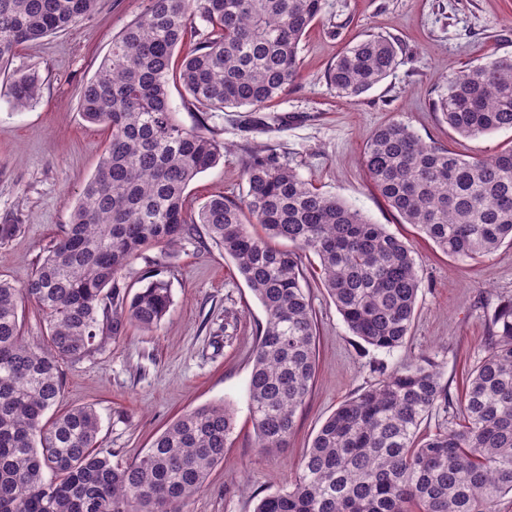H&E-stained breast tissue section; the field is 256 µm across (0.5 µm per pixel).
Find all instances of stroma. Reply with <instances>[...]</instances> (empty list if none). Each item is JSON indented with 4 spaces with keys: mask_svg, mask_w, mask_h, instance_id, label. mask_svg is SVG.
Instances as JSON below:
<instances>
[{
    "mask_svg": "<svg viewBox=\"0 0 512 512\" xmlns=\"http://www.w3.org/2000/svg\"><path fill=\"white\" fill-rule=\"evenodd\" d=\"M147 3L102 0L78 32L19 47L13 68H36L42 90L37 104L18 109L0 89V224L19 227L0 243V278L25 284L68 223L107 141L104 127L83 120L79 91L113 38ZM371 34L395 40L397 66L357 100L341 98L325 73L344 48ZM496 56H512V0H323L320 17L299 45L300 78L258 112L267 121L265 128L243 131L249 114L245 107L198 117L184 108L182 88H172L178 119L188 127L205 122L224 143L219 163L187 189L191 210L219 195L241 201L250 153L277 154L322 192L413 243L421 279L415 321L402 348L390 353L374 349L352 335L322 285L318 258L307 255L305 287L317 324L316 376L288 447L262 448L247 397L252 358L266 321L261 304L204 228L174 247L149 246L127 266L124 277L136 289L152 272L162 271L172 293L164 321L150 331L130 328L90 357L61 365L60 406L96 410L99 452L113 465H127L182 413L226 403L235 428L224 460L182 512H253L260 498L285 488L294 477L326 418L378 380L379 364L399 369L429 357L450 395H457L464 370L484 353L493 311L512 298V247L502 246L469 264L441 253L380 195L363 153L372 132L394 119L423 141L465 156L512 147L511 129L463 139L433 108L460 71Z\"/></svg>",
    "mask_w": 512,
    "mask_h": 512,
    "instance_id": "obj_1",
    "label": "stroma"
}]
</instances>
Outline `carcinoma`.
<instances>
[{"instance_id":"cac0c4a2","label":"carcinoma","mask_w":512,"mask_h":512,"mask_svg":"<svg viewBox=\"0 0 512 512\" xmlns=\"http://www.w3.org/2000/svg\"><path fill=\"white\" fill-rule=\"evenodd\" d=\"M100 2L0 0V70L22 44L77 31ZM321 11L322 0H149L82 86L81 116L108 128V146L34 275L21 288L0 279V512H181L224 460L234 415L223 403L182 414L123 467L94 452V408L53 410L62 362L90 356L132 325L162 322L169 281L152 278L133 293L123 272L146 245L173 247L193 224L236 264L266 313L248 383L259 447H288L316 374L303 253L318 257L322 284L353 335L388 352L405 343L421 285L412 244L276 156L249 158L243 200L217 196L188 213L189 184L220 161L224 143L177 121L170 82L183 87L191 112L260 108L299 79V43ZM197 18L206 37L175 68L174 51ZM396 64L395 42L370 35L343 51L325 79L354 100ZM41 88L36 71L17 69L7 93L24 108ZM434 107L464 138L512 129V57L464 69ZM364 165L404 223L454 260L512 245V147L464 159L390 121L368 139ZM278 239L293 248L272 245ZM24 299L46 319L47 349L23 339ZM452 405L448 427L421 433L429 414ZM508 493L512 299L495 311L484 356L456 400L428 357L382 372L324 421L294 480L253 512H492Z\"/></svg>"}]
</instances>
